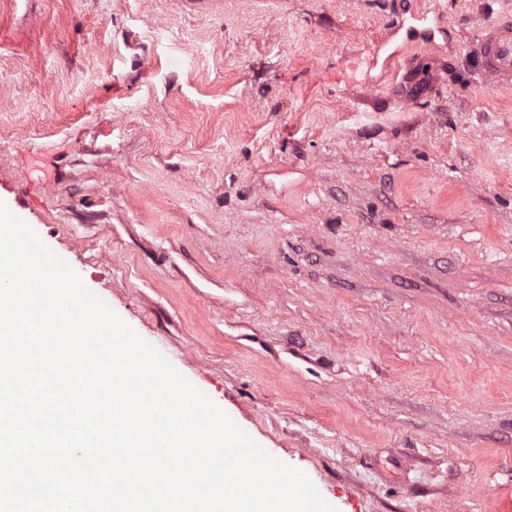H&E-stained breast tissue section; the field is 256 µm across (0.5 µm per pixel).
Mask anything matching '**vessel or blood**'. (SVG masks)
<instances>
[{
	"label": "vessel or blood",
	"mask_w": 512,
	"mask_h": 512,
	"mask_svg": "<svg viewBox=\"0 0 512 512\" xmlns=\"http://www.w3.org/2000/svg\"><path fill=\"white\" fill-rule=\"evenodd\" d=\"M397 31H405L412 40L432 41L438 23L430 21L427 12L413 11L410 16H397L393 22ZM476 53L483 75L498 86H512V12L500 14L489 26L483 27L476 38ZM379 51L366 47L349 56L341 70L340 78L345 87L353 88L364 83L365 75L377 67Z\"/></svg>",
	"instance_id": "obj_1"
}]
</instances>
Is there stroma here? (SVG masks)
<instances>
[{"label": "stroma", "instance_id": "stroma-1", "mask_svg": "<svg viewBox=\"0 0 512 512\" xmlns=\"http://www.w3.org/2000/svg\"><path fill=\"white\" fill-rule=\"evenodd\" d=\"M447 19L370 84L343 56ZM512 0H0V199L337 512H512ZM440 19L437 17L432 23L429 20L428 12L425 11H413L409 17H404L403 14H399L394 22V31L405 30L406 35L411 40H422L425 42H431L435 37V32H440L442 27L439 26ZM476 53L483 75L497 86H512V12L500 14L476 38Z\"/></svg>", "mask_w": 512, "mask_h": 512}]
</instances>
